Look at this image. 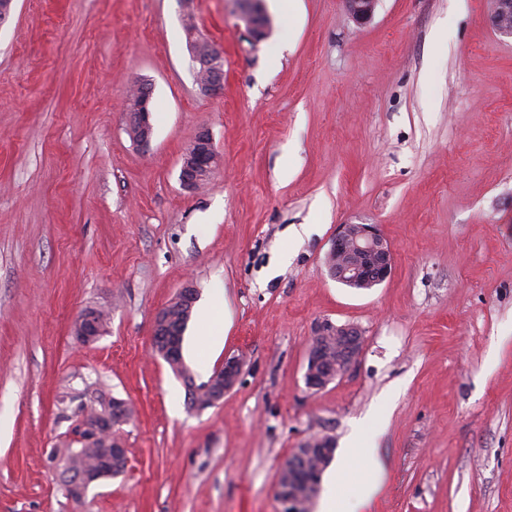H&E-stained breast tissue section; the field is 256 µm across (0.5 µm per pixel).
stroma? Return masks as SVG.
Here are the masks:
<instances>
[{
  "label": "stroma",
  "instance_id": "obj_1",
  "mask_svg": "<svg viewBox=\"0 0 512 512\" xmlns=\"http://www.w3.org/2000/svg\"><path fill=\"white\" fill-rule=\"evenodd\" d=\"M265 5L255 45L236 0H14L0 22V512H278L294 450L356 430L385 471L375 512H512V40L487 0H379L363 25L341 0ZM188 17L223 96L195 82ZM141 82L145 148L125 131ZM204 129L221 165L190 191ZM346 223L392 246L376 288L327 273ZM188 286L223 290L228 324L190 317L195 383L246 359L206 409L152 347ZM88 308L108 326L82 344ZM324 319L364 346L314 390ZM98 394L133 410L128 465L77 500L55 456Z\"/></svg>",
  "mask_w": 512,
  "mask_h": 512
}]
</instances>
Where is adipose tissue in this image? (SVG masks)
Here are the masks:
<instances>
[{
	"label": "adipose tissue",
	"instance_id": "1",
	"mask_svg": "<svg viewBox=\"0 0 512 512\" xmlns=\"http://www.w3.org/2000/svg\"><path fill=\"white\" fill-rule=\"evenodd\" d=\"M384 480L374 451L364 450L360 437H350L325 479L319 512H371Z\"/></svg>",
	"mask_w": 512,
	"mask_h": 512
}]
</instances>
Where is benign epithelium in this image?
Segmentation results:
<instances>
[{
  "label": "benign epithelium",
  "mask_w": 512,
  "mask_h": 512,
  "mask_svg": "<svg viewBox=\"0 0 512 512\" xmlns=\"http://www.w3.org/2000/svg\"><path fill=\"white\" fill-rule=\"evenodd\" d=\"M264 0H244L246 7L241 13V21L252 42L258 43L269 32L270 21L263 6ZM378 0H343L346 11L358 23L371 20ZM488 21L499 35L512 38V0H492ZM187 39L197 77L199 89L205 96H219L224 93L223 55L213 46H203L194 25L186 28ZM151 89L141 87L138 103L129 111L127 128L136 129L135 142L141 146L150 143L153 125L150 117ZM219 157L212 137L202 130L191 143L181 159L180 181L184 188L193 190L210 180L218 167ZM394 254L392 247L376 224H341L332 240L326 255L328 274L336 282L350 288L368 290L386 281L393 270ZM99 313L95 309L85 310L76 322L75 335L82 343H92L102 334L98 322ZM336 341L338 356L331 370L322 366L323 358L317 350L318 343L324 340ZM153 342L160 345L161 355L172 362L180 353V342L175 339V331L170 326V316L160 310L155 318ZM363 349L360 329L353 324L337 325L325 319L317 322L312 331V345L307 359L306 384L311 389H322L338 377L347 373L356 363ZM246 359L232 356L224 359V364L216 369L213 378L206 384L209 403L214 405L224 398V394L239 381ZM127 403L122 399L106 398L102 408L94 412L90 423L81 424L74 434L73 441L84 446L94 441L100 432L112 430V422L124 419ZM278 499L282 512H306L308 499L291 487L277 485Z\"/></svg>",
  "instance_id": "benign-epithelium-1"
}]
</instances>
